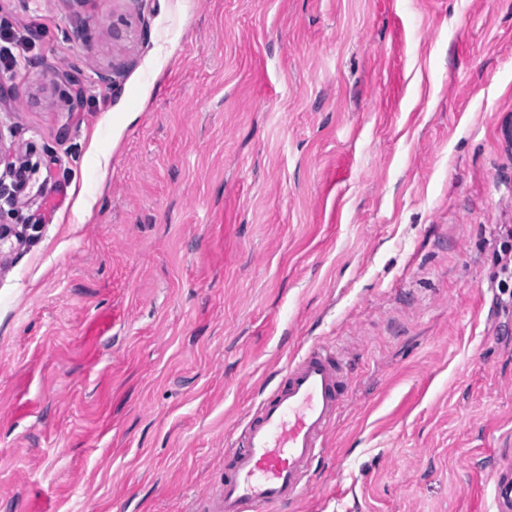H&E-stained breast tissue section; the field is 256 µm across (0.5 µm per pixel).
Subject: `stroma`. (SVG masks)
Listing matches in <instances>:
<instances>
[{"label":"stroma","instance_id":"obj_1","mask_svg":"<svg viewBox=\"0 0 512 512\" xmlns=\"http://www.w3.org/2000/svg\"><path fill=\"white\" fill-rule=\"evenodd\" d=\"M0 512H215L311 345L349 372L272 512H492L512 448V0H0Z\"/></svg>","mask_w":512,"mask_h":512}]
</instances>
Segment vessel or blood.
Here are the masks:
<instances>
[{
	"mask_svg": "<svg viewBox=\"0 0 512 512\" xmlns=\"http://www.w3.org/2000/svg\"><path fill=\"white\" fill-rule=\"evenodd\" d=\"M349 374L335 348L314 345L288 366V376L263 396L229 446L217 512H268L292 503L335 425ZM495 512H512V469L492 482Z\"/></svg>",
	"mask_w": 512,
	"mask_h": 512,
	"instance_id": "b4317fda",
	"label": "vessel or blood"
}]
</instances>
